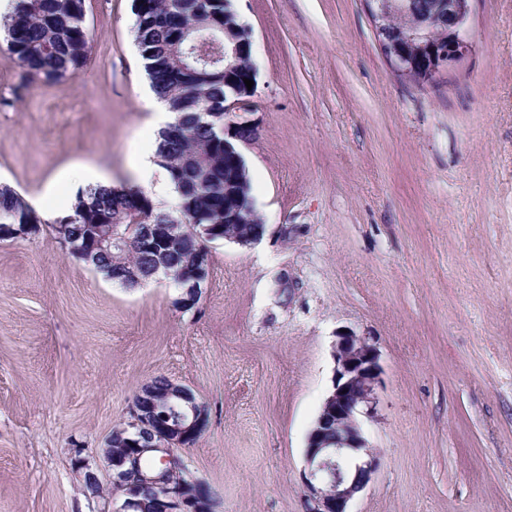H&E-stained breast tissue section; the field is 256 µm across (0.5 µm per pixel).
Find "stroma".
Listing matches in <instances>:
<instances>
[{
    "mask_svg": "<svg viewBox=\"0 0 512 512\" xmlns=\"http://www.w3.org/2000/svg\"><path fill=\"white\" fill-rule=\"evenodd\" d=\"M253 33L245 148L266 234L210 243L198 303L126 288L49 225L0 240V512H99L98 457L163 375L210 409L184 452L218 512H303L307 435L340 330L380 366L362 428L380 464L350 512H512V0H470L473 45L434 81L399 77L365 0H233ZM132 0H87L83 72L13 93L0 45V182L68 211L62 170L132 184L150 113Z\"/></svg>",
    "mask_w": 512,
    "mask_h": 512,
    "instance_id": "stroma-1",
    "label": "stroma"
}]
</instances>
